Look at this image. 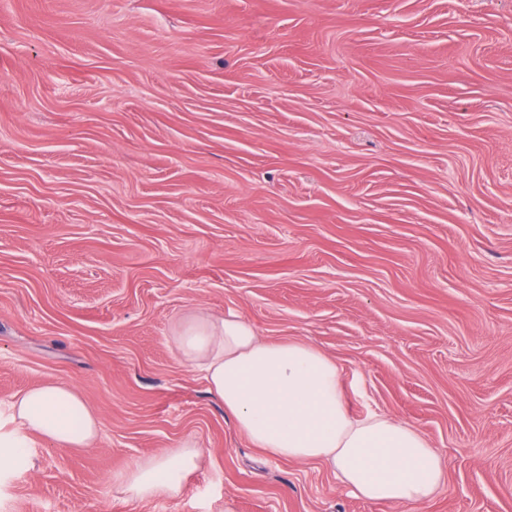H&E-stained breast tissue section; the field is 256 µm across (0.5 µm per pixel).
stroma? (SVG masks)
<instances>
[{"mask_svg": "<svg viewBox=\"0 0 512 512\" xmlns=\"http://www.w3.org/2000/svg\"><path fill=\"white\" fill-rule=\"evenodd\" d=\"M336 360L512 512V0H0V412L73 386L0 512H405L252 448L173 343L191 314ZM174 499L122 477L184 441ZM10 432H2L0 467H13L31 447V436L60 448H90L100 438V422L80 394L62 383L26 391L10 407Z\"/></svg>", "mask_w": 512, "mask_h": 512, "instance_id": "obj_1", "label": "stroma"}]
</instances>
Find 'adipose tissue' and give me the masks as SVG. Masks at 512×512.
I'll return each instance as SVG.
<instances>
[{
  "mask_svg": "<svg viewBox=\"0 0 512 512\" xmlns=\"http://www.w3.org/2000/svg\"><path fill=\"white\" fill-rule=\"evenodd\" d=\"M201 372L210 394L250 444L275 458L326 464L363 498L419 512L445 487L447 467L424 433L376 411L353 413L335 359L299 341L271 342L231 315L186 321L175 338ZM0 432V467L23 460L32 439L60 448H89L100 422L80 394L62 383L26 391ZM202 451L187 442L140 462L122 482L128 499L181 494Z\"/></svg>",
  "mask_w": 512,
  "mask_h": 512,
  "instance_id": "1",
  "label": "adipose tissue"
}]
</instances>
